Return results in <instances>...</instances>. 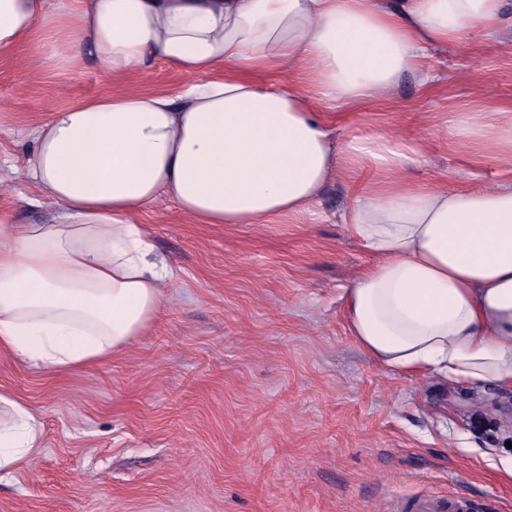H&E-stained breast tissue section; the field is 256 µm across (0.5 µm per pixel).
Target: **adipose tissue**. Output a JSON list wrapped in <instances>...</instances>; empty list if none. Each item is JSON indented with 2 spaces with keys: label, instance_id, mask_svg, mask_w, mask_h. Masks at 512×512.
<instances>
[{
  "label": "adipose tissue",
  "instance_id": "1",
  "mask_svg": "<svg viewBox=\"0 0 512 512\" xmlns=\"http://www.w3.org/2000/svg\"><path fill=\"white\" fill-rule=\"evenodd\" d=\"M63 20L60 46L94 48L120 79L147 56L203 75L181 100L120 91L54 112L28 131L29 177L58 208L53 224L0 225V349L66 371L127 347L173 278L133 217L172 202L202 224L310 214L327 181L369 165L384 179L340 220L375 258L344 289L357 346L391 374L512 389V183L463 191L409 187L420 151L353 134L334 146L305 91L343 104L390 97L399 77L433 82L427 46L474 22L506 24L505 0H0V56L38 23ZM279 65L286 86L258 81ZM223 79H210L216 68ZM457 137L494 140L512 162V125L463 113ZM0 474L36 448L40 423L0 392Z\"/></svg>",
  "mask_w": 512,
  "mask_h": 512
}]
</instances>
